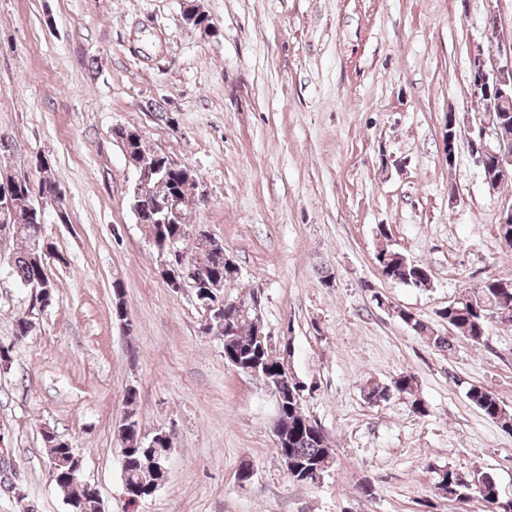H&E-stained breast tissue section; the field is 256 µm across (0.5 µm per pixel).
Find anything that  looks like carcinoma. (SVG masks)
I'll return each instance as SVG.
<instances>
[{
    "label": "carcinoma",
    "mask_w": 512,
    "mask_h": 512,
    "mask_svg": "<svg viewBox=\"0 0 512 512\" xmlns=\"http://www.w3.org/2000/svg\"><path fill=\"white\" fill-rule=\"evenodd\" d=\"M122 152L128 155L127 163L137 171L147 173L138 188L132 190L130 203H135L136 196H141L154 206L169 203L176 207L177 217L166 222H149L146 224L149 238L155 248L163 247L165 241L177 237L181 249L190 255L197 250V240L192 235L193 225L188 222L186 207L194 199L189 183L196 172L182 165L171 167L168 155L149 152L143 145L140 132L131 128L117 134ZM34 191L30 189V180L20 179L13 198L12 237L16 247L10 259L12 277L23 285L45 288L53 291L54 284L48 276L50 260L66 262L52 244H47L48 255L43 256L35 250L43 243L40 225L32 222L33 215L42 207L30 203ZM375 262L381 275L390 281L415 287L427 285L430 278L428 268L417 262H411L401 252L385 247L375 254ZM499 295L492 285L484 283L480 289L471 294L460 296L458 301L448 303V307L439 312L448 326L457 330L463 337L475 344L484 341L489 318L490 306L498 302ZM397 317L416 335L426 338L439 351L452 350V341L434 333L425 321L416 314L401 309ZM254 314L249 308L240 309L236 331L224 332V322L214 320L209 326V334L224 338V360L234 363L237 370L251 367L257 370L259 378L270 385L278 386L285 398L281 406L280 426L287 436L286 450L299 467V473H308L306 482L313 483V471L321 467H331L333 448L327 435L319 430L318 424L311 420L304 409L305 395L299 392V383L295 378L279 367V358L267 347H261L252 336ZM404 396L411 402L414 413H426L424 401L419 396V382L411 372L401 373L387 390L372 388L366 392V398L374 401L389 393ZM470 401L490 420L496 422L505 431H512V410L507 408L488 387L472 386L467 391ZM136 391L126 393L125 408L127 421L118 436L123 443L126 462L122 468L125 486H150L157 478L155 463L148 455V449L138 446L141 429L136 419ZM438 482L450 486V492L461 503L477 496L485 502L488 512H494L493 504L500 498L497 484L492 476L478 473L467 476L451 468L439 473Z\"/></svg>",
    "instance_id": "obj_1"
}]
</instances>
